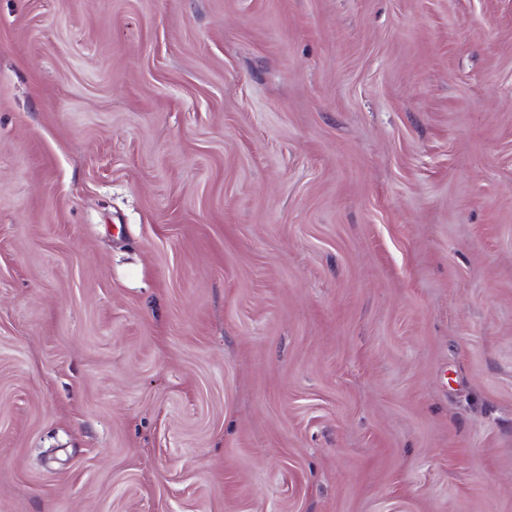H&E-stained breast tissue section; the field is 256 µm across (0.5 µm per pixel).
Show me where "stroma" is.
Returning <instances> with one entry per match:
<instances>
[{
	"label": "stroma",
	"instance_id": "35a3bbf8",
	"mask_svg": "<svg viewBox=\"0 0 512 512\" xmlns=\"http://www.w3.org/2000/svg\"><path fill=\"white\" fill-rule=\"evenodd\" d=\"M0 512H512V0H0Z\"/></svg>",
	"mask_w": 512,
	"mask_h": 512
}]
</instances>
